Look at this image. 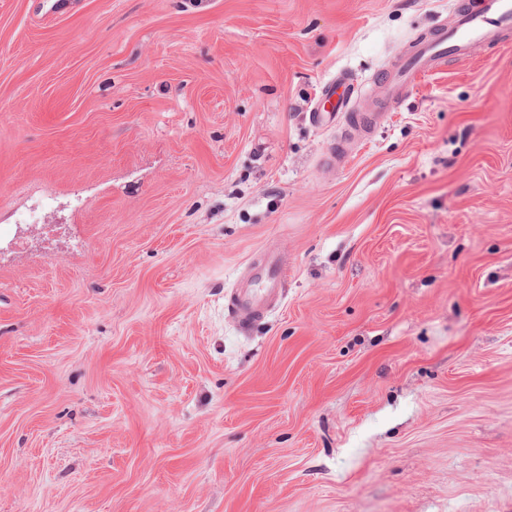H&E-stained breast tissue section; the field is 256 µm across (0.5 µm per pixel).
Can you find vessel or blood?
Masks as SVG:
<instances>
[{
    "label": "vessel or blood",
    "mask_w": 512,
    "mask_h": 512,
    "mask_svg": "<svg viewBox=\"0 0 512 512\" xmlns=\"http://www.w3.org/2000/svg\"><path fill=\"white\" fill-rule=\"evenodd\" d=\"M511 30L512 0H468L455 9L451 24L416 42L394 68L378 77L376 86L383 102H400L420 76L436 70L447 59L466 58L480 47L500 43L503 34ZM354 92V87L344 78L326 85L325 104L314 112L315 121L331 122L348 112ZM260 278L265 282L264 289L237 288L231 294L228 310L242 327H250L262 319L278 298L282 268L277 257L267 258Z\"/></svg>",
    "instance_id": "vessel-or-blood-1"
}]
</instances>
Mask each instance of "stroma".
I'll use <instances>...</instances> for the list:
<instances>
[{
    "mask_svg": "<svg viewBox=\"0 0 512 512\" xmlns=\"http://www.w3.org/2000/svg\"><path fill=\"white\" fill-rule=\"evenodd\" d=\"M186 2L0 0V512H512V38L365 135L457 0ZM354 93V87H351L346 78H338L336 82L326 85L325 98L317 108V111L313 113V118L318 123L335 121L340 115L349 112L350 102ZM328 103L332 106L331 110H326ZM282 268L276 256H269L261 267L259 279L264 280L266 288L256 291L252 288H236L231 294L229 312L244 328L250 327L262 319L268 312L271 303L280 294Z\"/></svg>",
    "mask_w": 512,
    "mask_h": 512,
    "instance_id": "stroma-1",
    "label": "stroma"
}]
</instances>
